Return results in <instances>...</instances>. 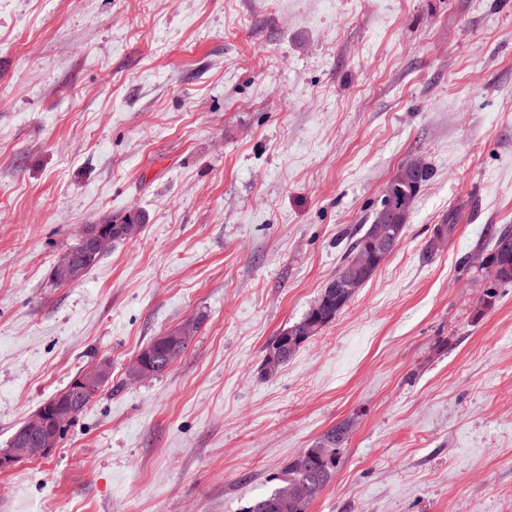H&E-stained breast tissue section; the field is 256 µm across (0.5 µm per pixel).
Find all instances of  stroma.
<instances>
[{
	"label": "stroma",
	"instance_id": "35a3bbf8",
	"mask_svg": "<svg viewBox=\"0 0 512 512\" xmlns=\"http://www.w3.org/2000/svg\"><path fill=\"white\" fill-rule=\"evenodd\" d=\"M414 159L400 244L264 375ZM130 213L136 241L54 281ZM506 228L512 0H0V450L112 362L50 457L0 471V512H243L342 421L309 512H512V283L471 262ZM288 342H289V340H288V336H287L284 339H282L277 344L276 347L271 348L265 354L264 360H263V365H264V369L268 373H272V372L276 371L279 368L280 364L284 360L285 355L287 353ZM305 342L306 341H301V342L294 343L293 345H289V351H288V354H287V356H286V358L284 360V363H286L288 361V359L292 355H294L305 344ZM157 374V367L148 353L137 356L127 368L130 382H139Z\"/></svg>",
	"mask_w": 512,
	"mask_h": 512
}]
</instances>
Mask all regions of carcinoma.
Returning a JSON list of instances; mask_svg holds the SVG:
<instances>
[{"label":"carcinoma","instance_id":"1","mask_svg":"<svg viewBox=\"0 0 512 512\" xmlns=\"http://www.w3.org/2000/svg\"><path fill=\"white\" fill-rule=\"evenodd\" d=\"M406 170L411 172V183L403 185L402 194L407 203L412 204L418 189L429 180L431 172L427 167L417 173L411 171L409 166ZM121 224L137 229V232L124 238L128 241L137 239L138 230L143 227L135 215L126 217ZM124 239L104 235L94 248L86 247L84 240L81 239L64 256L63 263L71 267L72 273L82 276L102 259L105 245ZM487 262L495 266L506 264L512 268V230L504 229L493 238ZM343 426L342 422L336 424L328 429L313 447L302 449L278 473L271 476V489L253 499L244 512H270V506L278 498L293 495L296 496L293 512H309L311 504L320 495L318 488L331 483L336 476L341 462V451L347 443V439L340 434Z\"/></svg>","mask_w":512,"mask_h":512}]
</instances>
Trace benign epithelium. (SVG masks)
<instances>
[{"instance_id": "7a95c632", "label": "benign epithelium", "mask_w": 512, "mask_h": 512, "mask_svg": "<svg viewBox=\"0 0 512 512\" xmlns=\"http://www.w3.org/2000/svg\"><path fill=\"white\" fill-rule=\"evenodd\" d=\"M389 216L383 224L373 225L366 246L358 253L351 267L337 271L336 276L327 286L325 298L346 296L353 298L364 286L365 275L388 249L393 245V230L403 217V209L392 205ZM320 331V324L315 316H307L288 328L289 338L282 339L276 347L264 356V369L276 371L288 350V340L308 338ZM194 327L190 322L170 330L166 338L173 341L169 353L178 350L176 342L193 337ZM112 364L101 359L79 372L66 387L52 400L38 407L25 420L20 432L10 441L9 447L0 451V471L12 468L15 464L46 458L59 446L63 433L80 412L81 400L99 394L109 381ZM157 374V367L151 356L142 353L127 368L129 381L139 382Z\"/></svg>"}]
</instances>
